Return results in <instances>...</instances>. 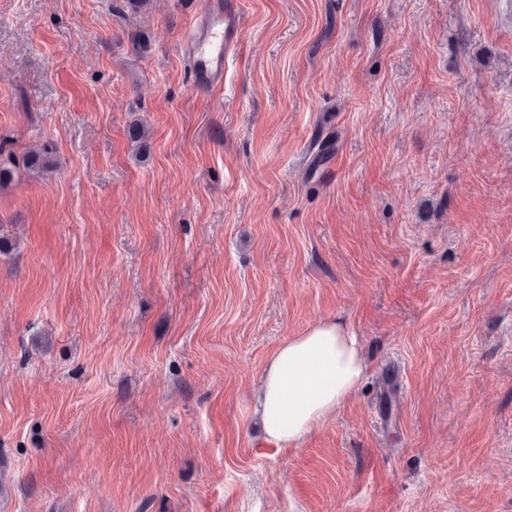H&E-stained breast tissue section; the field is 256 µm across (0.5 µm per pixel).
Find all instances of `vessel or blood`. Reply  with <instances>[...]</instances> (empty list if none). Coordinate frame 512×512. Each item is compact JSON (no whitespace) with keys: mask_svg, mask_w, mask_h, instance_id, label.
I'll return each instance as SVG.
<instances>
[{"mask_svg":"<svg viewBox=\"0 0 512 512\" xmlns=\"http://www.w3.org/2000/svg\"><path fill=\"white\" fill-rule=\"evenodd\" d=\"M244 29L240 0H208L182 46L190 65L191 87L202 97L224 89V72Z\"/></svg>","mask_w":512,"mask_h":512,"instance_id":"obj_1","label":"vessel or blood"}]
</instances>
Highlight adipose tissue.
I'll return each mask as SVG.
<instances>
[{
  "mask_svg": "<svg viewBox=\"0 0 512 512\" xmlns=\"http://www.w3.org/2000/svg\"><path fill=\"white\" fill-rule=\"evenodd\" d=\"M365 372L351 325L325 318L288 338L269 358L253 400L268 439L294 446L357 391Z\"/></svg>",
  "mask_w": 512,
  "mask_h": 512,
  "instance_id": "1",
  "label": "adipose tissue"
}]
</instances>
